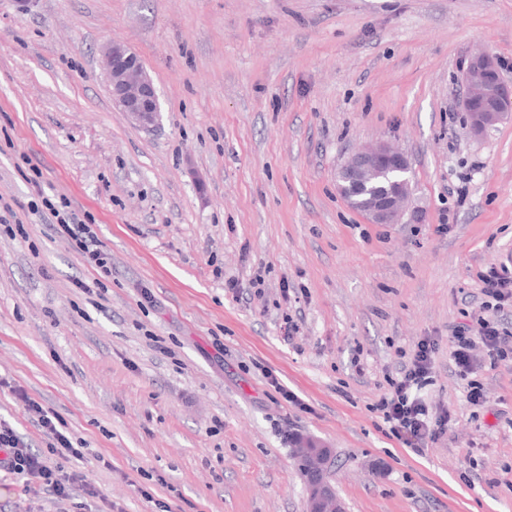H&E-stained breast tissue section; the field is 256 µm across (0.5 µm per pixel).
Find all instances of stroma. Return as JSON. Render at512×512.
I'll use <instances>...</instances> for the list:
<instances>
[{
	"label": "stroma",
	"instance_id": "stroma-1",
	"mask_svg": "<svg viewBox=\"0 0 512 512\" xmlns=\"http://www.w3.org/2000/svg\"><path fill=\"white\" fill-rule=\"evenodd\" d=\"M109 41L150 75L153 129L113 105ZM481 50L512 84V0H0V199L65 196L112 257L89 295L74 242L0 224V421L99 492L0 470V512H305L298 434L331 448L347 512H512V362L477 349L466 379L448 343L481 272L512 278V120L476 135L461 110ZM379 141L407 154L422 223L338 194ZM426 336L420 395L452 420L418 456L369 406ZM18 387L82 458L53 453Z\"/></svg>",
	"mask_w": 512,
	"mask_h": 512
}]
</instances>
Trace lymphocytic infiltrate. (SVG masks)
<instances>
[{
  "label": "lymphocytic infiltrate",
  "mask_w": 512,
  "mask_h": 512,
  "mask_svg": "<svg viewBox=\"0 0 512 512\" xmlns=\"http://www.w3.org/2000/svg\"><path fill=\"white\" fill-rule=\"evenodd\" d=\"M28 209L56 226L58 232L72 238L84 259L98 268H106L108 257L101 249L91 219L80 218L66 198L58 199L43 193L38 201L29 204ZM480 280L484 300L478 313L473 314L471 323L455 327L449 338L451 357L459 375L471 379L467 399L474 406L486 402L482 384L471 378L474 349L481 346L496 360H512V343L502 335L496 318L505 303L512 300V280L494 267L483 272ZM435 351L434 340L428 337L419 340L408 360L401 363L395 376L389 377L386 392L371 407L402 447L417 454L423 452L429 440L445 432L451 420L450 412L445 409L439 414H432L418 395L431 379ZM2 468L26 477L60 499L72 498L78 488L88 496L96 494L83 476L47 466L42 456L28 448L11 427L0 423Z\"/></svg>",
  "instance_id": "lymphocytic-infiltrate-1"
}]
</instances>
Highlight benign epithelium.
I'll list each match as a JSON object with an SVG mask.
<instances>
[{"mask_svg":"<svg viewBox=\"0 0 512 512\" xmlns=\"http://www.w3.org/2000/svg\"><path fill=\"white\" fill-rule=\"evenodd\" d=\"M103 53L115 105L138 126L154 127L160 118L158 95L138 56L118 42L107 43ZM462 83L466 87L462 108L473 133L482 134L512 119V86L501 79L498 63L491 54L482 52L472 56ZM383 168L409 172L411 164L401 151L387 143L361 148L336 169L337 189L341 193L359 189L372 173ZM409 199V186L400 183L391 193L365 199L362 215L371 224H401L406 217L415 218L409 211ZM292 453L297 460L306 462L313 473L306 485L307 512H345L329 479L331 450L314 439L298 435Z\"/></svg>","mask_w":512,"mask_h":512,"instance_id":"7a95c632","label":"benign epithelium"}]
</instances>
